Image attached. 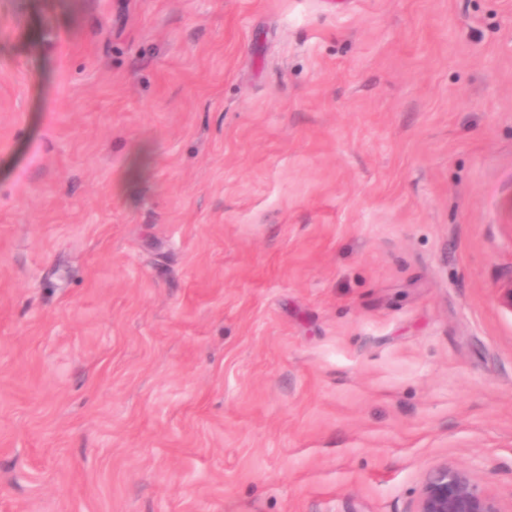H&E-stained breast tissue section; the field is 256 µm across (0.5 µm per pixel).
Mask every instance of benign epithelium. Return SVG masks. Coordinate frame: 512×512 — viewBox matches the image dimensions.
<instances>
[{
	"instance_id": "benign-epithelium-1",
	"label": "benign epithelium",
	"mask_w": 512,
	"mask_h": 512,
	"mask_svg": "<svg viewBox=\"0 0 512 512\" xmlns=\"http://www.w3.org/2000/svg\"><path fill=\"white\" fill-rule=\"evenodd\" d=\"M412 512H503L499 501L467 471L441 463L430 468Z\"/></svg>"
}]
</instances>
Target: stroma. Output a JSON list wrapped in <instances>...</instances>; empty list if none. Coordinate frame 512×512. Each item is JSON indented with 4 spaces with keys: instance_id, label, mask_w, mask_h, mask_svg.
I'll use <instances>...</instances> for the list:
<instances>
[{
    "instance_id": "35a3bbf8",
    "label": "stroma",
    "mask_w": 512,
    "mask_h": 512,
    "mask_svg": "<svg viewBox=\"0 0 512 512\" xmlns=\"http://www.w3.org/2000/svg\"><path fill=\"white\" fill-rule=\"evenodd\" d=\"M512 0H0V512H512ZM411 512H504L467 471L441 463L430 468Z\"/></svg>"
}]
</instances>
